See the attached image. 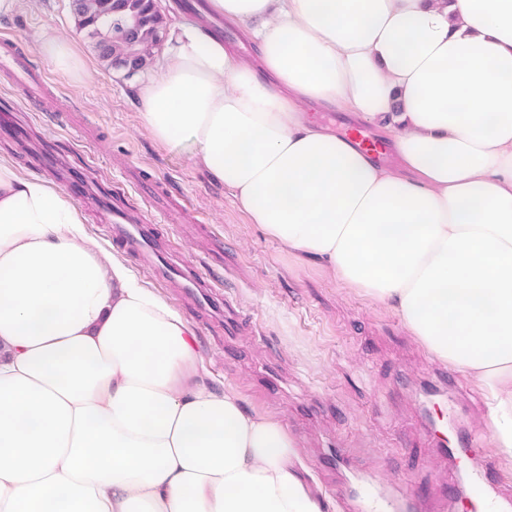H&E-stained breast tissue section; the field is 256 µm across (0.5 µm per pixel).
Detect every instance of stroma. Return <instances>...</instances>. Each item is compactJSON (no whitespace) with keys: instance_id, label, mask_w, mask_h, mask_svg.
<instances>
[{"instance_id":"35a3bbf8","label":"stroma","mask_w":512,"mask_h":512,"mask_svg":"<svg viewBox=\"0 0 512 512\" xmlns=\"http://www.w3.org/2000/svg\"><path fill=\"white\" fill-rule=\"evenodd\" d=\"M48 31L70 38L85 73H62L41 52ZM1 33L42 70L46 91L24 101L0 71V101L19 104L29 129L25 151L0 136V159L22 174L47 175L66 192L69 184L38 162L39 147L53 146L63 164L91 170L179 259L197 267L216 300L239 313L237 333L225 334L223 321L175 284L142 269L134 254L122 255L194 327L214 378L287 427L312 490L330 501L328 512H357L362 488L415 496L417 512H435V502L476 470L488 473L512 512V458L495 443L453 461L438 452L440 436L458 443L466 430L490 434L478 382L430 355L388 306L265 236L233 190L197 162L190 139L154 138L143 125L138 90L158 67L131 77L107 68L76 28L69 0H18L13 13L0 15ZM132 168L157 192L130 183L124 172ZM168 200L188 203L191 216L161 222L156 207Z\"/></svg>"}]
</instances>
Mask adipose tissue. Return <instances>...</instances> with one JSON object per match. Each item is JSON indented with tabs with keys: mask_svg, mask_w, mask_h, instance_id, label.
I'll use <instances>...</instances> for the list:
<instances>
[{
	"mask_svg": "<svg viewBox=\"0 0 512 512\" xmlns=\"http://www.w3.org/2000/svg\"><path fill=\"white\" fill-rule=\"evenodd\" d=\"M255 56L171 30L145 127L251 223L480 383L512 457V0H208ZM371 124L377 159L321 125ZM279 421L78 207L0 161V512H324Z\"/></svg>",
	"mask_w": 512,
	"mask_h": 512,
	"instance_id": "adipose-tissue-1",
	"label": "adipose tissue"
}]
</instances>
